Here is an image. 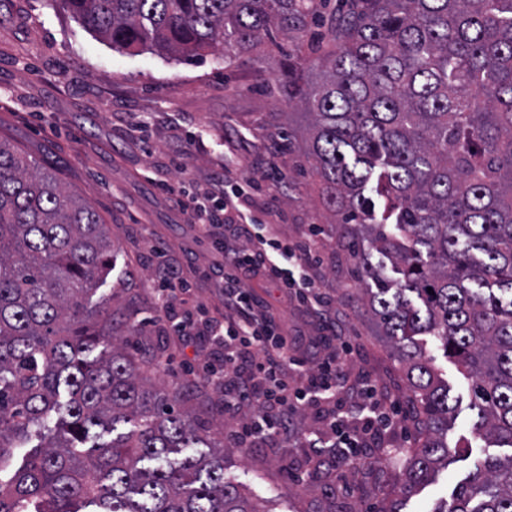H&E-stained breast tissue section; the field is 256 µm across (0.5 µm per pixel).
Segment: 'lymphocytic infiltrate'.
Returning a JSON list of instances; mask_svg holds the SVG:
<instances>
[{
    "label": "lymphocytic infiltrate",
    "mask_w": 512,
    "mask_h": 512,
    "mask_svg": "<svg viewBox=\"0 0 512 512\" xmlns=\"http://www.w3.org/2000/svg\"><path fill=\"white\" fill-rule=\"evenodd\" d=\"M174 197L189 223L211 238L224 272V317L196 324L191 311L181 310V295L188 288L177 266L160 268L158 313L171 322L176 336H205L221 373L206 382L224 395L225 410L241 415L231 438L252 448L286 431L290 417L301 407L324 408L328 431L339 434L348 457L372 463L385 448L383 434L397 429L402 417L397 402L381 388L365 382L351 384L342 356L349 353L348 337L336 334L335 319H326L325 354L309 352L306 337L289 334L255 293L260 283L277 285L308 307L322 305L316 290L319 244L306 237L288 244L256 224L249 194L229 177L212 180L195 191ZM236 227L246 239L242 248L227 247L225 227Z\"/></svg>",
    "instance_id": "obj_1"
}]
</instances>
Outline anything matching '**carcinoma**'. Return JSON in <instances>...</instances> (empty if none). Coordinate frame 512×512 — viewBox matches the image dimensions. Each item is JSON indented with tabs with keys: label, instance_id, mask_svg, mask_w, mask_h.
Here are the masks:
<instances>
[{
	"label": "carcinoma",
	"instance_id": "1",
	"mask_svg": "<svg viewBox=\"0 0 512 512\" xmlns=\"http://www.w3.org/2000/svg\"><path fill=\"white\" fill-rule=\"evenodd\" d=\"M49 2L114 48L188 57H260L328 23L316 62L288 65L306 136L287 146L313 160L336 236L369 242L363 305L417 418L400 493L451 461L425 336L471 380L475 434L512 448V0ZM111 272L99 214L0 139V512H265L112 334L92 301ZM441 512H512V455L477 461Z\"/></svg>",
	"mask_w": 512,
	"mask_h": 512
}]
</instances>
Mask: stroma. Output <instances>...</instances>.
<instances>
[{
	"label": "stroma",
	"instance_id": "1",
	"mask_svg": "<svg viewBox=\"0 0 512 512\" xmlns=\"http://www.w3.org/2000/svg\"><path fill=\"white\" fill-rule=\"evenodd\" d=\"M287 55V49L273 46L260 61L248 54L223 61L211 55L185 59L130 53L112 48L46 0H0V134L51 162L67 189L108 224L112 272L96 300L120 309L114 330L126 337L130 355L145 374L183 393L184 407L214 433L229 432L237 419L225 413L223 393L194 379L212 347L203 336L179 340L157 321L151 256L162 249L168 262L180 266L191 285L188 305L223 316L211 241L183 223L157 185L165 179L201 187L223 165L233 180L253 181V213L280 240L292 243L310 227L318 228L317 287L351 339L345 361L353 378H370L391 398L405 397L397 362L362 314L357 260L336 238L309 163L302 152L280 148L286 127L302 122L284 116L281 70ZM275 166L284 175L276 185L266 179ZM258 294L289 327L318 336L317 318L297 301L281 302L273 287ZM434 357L457 400L448 425V446L457 458L403 499L402 512H437L489 453L472 431L470 380L442 352ZM319 429L311 412H297L289 433L255 450L227 453L225 479L260 499L266 512H384L404 477L403 451L413 447L415 431L386 433L398 454L359 467L360 491L353 496L335 490L331 464L336 451L332 438ZM292 471L306 473V480L291 481Z\"/></svg>",
	"mask_w": 512,
	"mask_h": 512
}]
</instances>
